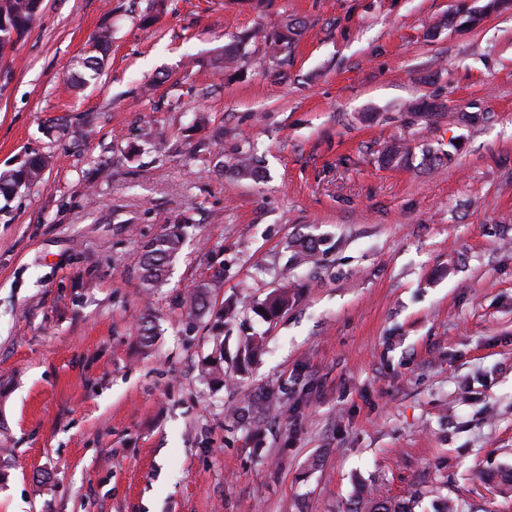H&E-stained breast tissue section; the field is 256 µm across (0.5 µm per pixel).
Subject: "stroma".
Here are the masks:
<instances>
[{
    "instance_id": "35a3bbf8",
    "label": "stroma",
    "mask_w": 512,
    "mask_h": 512,
    "mask_svg": "<svg viewBox=\"0 0 512 512\" xmlns=\"http://www.w3.org/2000/svg\"><path fill=\"white\" fill-rule=\"evenodd\" d=\"M486 3L168 0L145 27L151 0H43L0 59V171L53 157L0 198V512H512V6ZM185 216L145 292L143 245ZM111 38L110 29L102 28L93 36L91 49L84 54L85 57L79 59L78 64L83 69L81 79L84 83L96 79L99 75L101 63L109 50ZM210 288H212V281L201 280L195 285L193 290L185 296L183 309L187 319L193 321L201 318L206 313V298ZM410 501L392 502L366 497L357 502V507L351 512H412Z\"/></svg>"
}]
</instances>
